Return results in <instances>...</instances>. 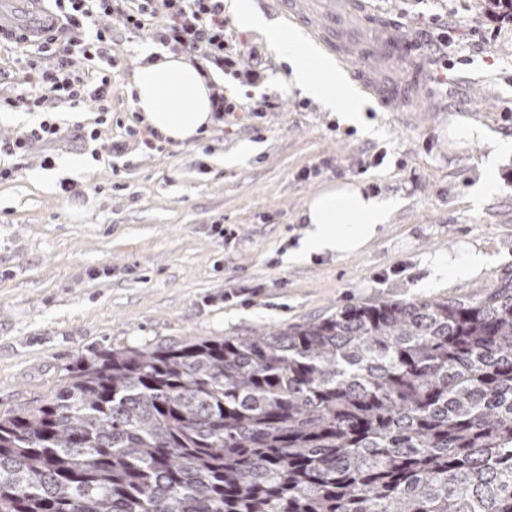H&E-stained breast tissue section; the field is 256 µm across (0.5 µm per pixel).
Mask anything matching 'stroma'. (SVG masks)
<instances>
[{"label":"stroma","mask_w":512,"mask_h":512,"mask_svg":"<svg viewBox=\"0 0 512 512\" xmlns=\"http://www.w3.org/2000/svg\"><path fill=\"white\" fill-rule=\"evenodd\" d=\"M489 0H371L427 51L432 95L412 112L365 104V128L345 125L301 91L283 89L288 62L267 53V77L249 85L224 76V95L253 104L279 97L263 118L242 114L189 143L142 149L130 78L159 46L149 32L115 30L112 110L47 100L45 116L99 129L96 142L74 137L0 156L14 168L0 181V414L59 389L67 369L91 349L150 347L204 337L250 336L327 316L353 303L417 298L465 299L512 279V156L498 189L480 209L468 192L485 155L480 143H448V128L470 119L512 141V18L494 17ZM453 39L434 50L432 30ZM28 45L0 42V100L23 93ZM128 139L124 155L113 141ZM258 152L224 163L239 144ZM55 171L80 159V195L49 191L36 179L45 158ZM359 181L375 195L404 201L393 224L364 252L285 265L300 214L324 187ZM491 262L474 279L427 288L426 257L464 247Z\"/></svg>","instance_id":"1"}]
</instances>
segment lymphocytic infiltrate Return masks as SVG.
<instances>
[{
    "mask_svg": "<svg viewBox=\"0 0 512 512\" xmlns=\"http://www.w3.org/2000/svg\"><path fill=\"white\" fill-rule=\"evenodd\" d=\"M33 35L16 34V43H34L22 74L23 94L8 100L11 108L40 111L44 101L89 102L97 111L110 110L111 73L119 67L109 45L112 31L98 27L102 14L120 16L126 30H151L154 41L184 56L203 77L228 74L249 84L263 78L265 66L258 46L226 35L224 0H54ZM88 68L106 63L109 71L89 85L72 69L73 58Z\"/></svg>",
    "mask_w": 512,
    "mask_h": 512,
    "instance_id": "lymphocytic-infiltrate-1",
    "label": "lymphocytic infiltrate"
}]
</instances>
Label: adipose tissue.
Here are the masks:
<instances>
[{
    "label": "adipose tissue",
    "instance_id": "1",
    "mask_svg": "<svg viewBox=\"0 0 512 512\" xmlns=\"http://www.w3.org/2000/svg\"><path fill=\"white\" fill-rule=\"evenodd\" d=\"M229 9L241 28L260 33L273 53L289 61L292 87L340 112L344 123H359L364 105L332 63L311 48L300 47L293 32L266 18L254 8L252 0H231ZM130 87L136 94V110L163 138L190 141L213 123L212 89L182 56L167 52L155 62L143 63L134 70ZM451 134L460 143L481 142L488 152L470 195L474 207H481L496 184V165L512 153V145L471 122L453 124ZM402 205V199L397 197L365 194L362 186L353 182L329 185L314 195L302 211L304 236L299 247L289 249L285 261L295 265L315 255L341 259L361 252L376 239L380 226L393 222ZM488 261L483 251L469 249L445 258H427L425 264L429 282L443 287L480 275Z\"/></svg>",
    "mask_w": 512,
    "mask_h": 512
}]
</instances>
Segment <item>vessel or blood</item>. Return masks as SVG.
I'll return each instance as SVG.
<instances>
[{"instance_id":"vessel-or-blood-1","label":"vessel or blood","mask_w":512,"mask_h":512,"mask_svg":"<svg viewBox=\"0 0 512 512\" xmlns=\"http://www.w3.org/2000/svg\"><path fill=\"white\" fill-rule=\"evenodd\" d=\"M304 30L349 82L388 112H409L426 84L422 53L399 22L366 0H255Z\"/></svg>"}]
</instances>
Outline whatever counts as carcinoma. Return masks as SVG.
Listing matches in <instances>:
<instances>
[{
  "label": "carcinoma",
  "mask_w": 512,
  "mask_h": 512,
  "mask_svg": "<svg viewBox=\"0 0 512 512\" xmlns=\"http://www.w3.org/2000/svg\"><path fill=\"white\" fill-rule=\"evenodd\" d=\"M0 512H512V281L92 350L0 415Z\"/></svg>",
  "instance_id": "carcinoma-1"
}]
</instances>
